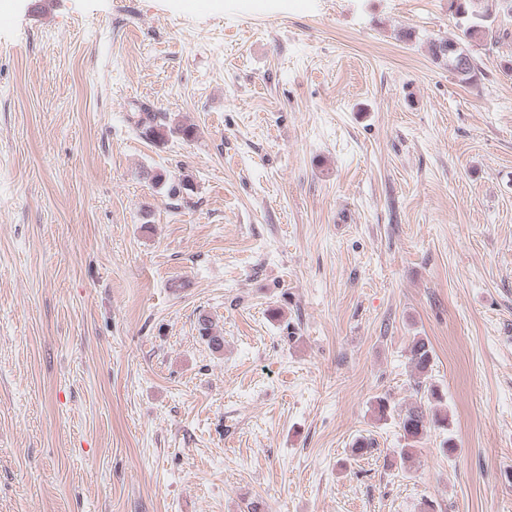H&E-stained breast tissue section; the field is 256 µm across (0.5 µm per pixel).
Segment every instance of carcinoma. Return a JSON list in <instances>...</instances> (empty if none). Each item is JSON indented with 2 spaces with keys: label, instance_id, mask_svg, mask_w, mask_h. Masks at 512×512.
I'll return each instance as SVG.
<instances>
[{
  "label": "carcinoma",
  "instance_id": "1",
  "mask_svg": "<svg viewBox=\"0 0 512 512\" xmlns=\"http://www.w3.org/2000/svg\"><path fill=\"white\" fill-rule=\"evenodd\" d=\"M477 0H448V10L457 20L462 37L439 39L432 44L431 52L436 60L448 59V70L464 84L473 85L480 80L482 70L478 67L469 47L492 40V14L476 7ZM433 349L423 337H413L408 350L416 391L426 396L425 402H416L398 413V427L404 440L398 454L402 462L413 460L414 449L433 429L449 427L448 410L442 406L439 388L431 382Z\"/></svg>",
  "mask_w": 512,
  "mask_h": 512
}]
</instances>
